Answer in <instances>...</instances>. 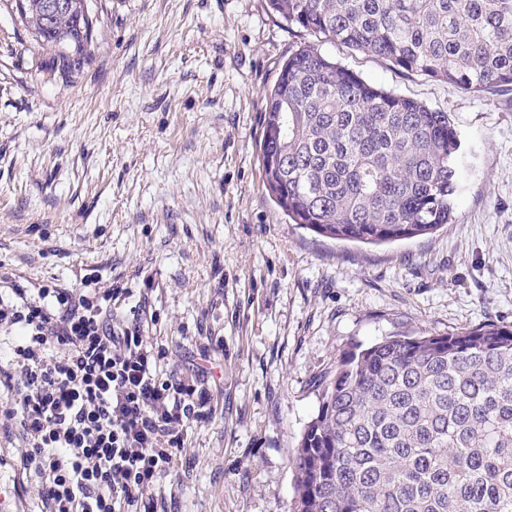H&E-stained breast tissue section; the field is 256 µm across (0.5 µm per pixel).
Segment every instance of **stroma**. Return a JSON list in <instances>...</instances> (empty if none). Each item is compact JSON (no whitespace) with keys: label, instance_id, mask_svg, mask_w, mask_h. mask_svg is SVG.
I'll return each mask as SVG.
<instances>
[{"label":"stroma","instance_id":"1","mask_svg":"<svg viewBox=\"0 0 512 512\" xmlns=\"http://www.w3.org/2000/svg\"><path fill=\"white\" fill-rule=\"evenodd\" d=\"M96 40L62 66L0 0V270L140 290L164 368L196 376L153 512H285L320 384L359 344L512 326V94L474 96L332 43L368 81L446 112L477 176L455 223L384 246L289 224L269 196L264 94L306 32L269 0H92ZM209 362H202V353ZM0 413V499L44 512Z\"/></svg>","mask_w":512,"mask_h":512}]
</instances>
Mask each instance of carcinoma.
<instances>
[{"instance_id": "carcinoma-1", "label": "carcinoma", "mask_w": 512, "mask_h": 512, "mask_svg": "<svg viewBox=\"0 0 512 512\" xmlns=\"http://www.w3.org/2000/svg\"><path fill=\"white\" fill-rule=\"evenodd\" d=\"M316 38L265 95L262 167L302 228L370 244L455 223L475 175L448 113L368 82L340 44L467 94L512 91V0H269ZM61 12L38 43L82 57ZM289 512H512V328L394 335L339 359L293 458Z\"/></svg>"}]
</instances>
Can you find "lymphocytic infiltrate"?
<instances>
[{"instance_id": "obj_1", "label": "lymphocytic infiltrate", "mask_w": 512, "mask_h": 512, "mask_svg": "<svg viewBox=\"0 0 512 512\" xmlns=\"http://www.w3.org/2000/svg\"><path fill=\"white\" fill-rule=\"evenodd\" d=\"M131 295L93 272L76 288L0 274V327L12 336L0 394L46 512H143L205 417V392L164 374L146 304L126 306Z\"/></svg>"}]
</instances>
